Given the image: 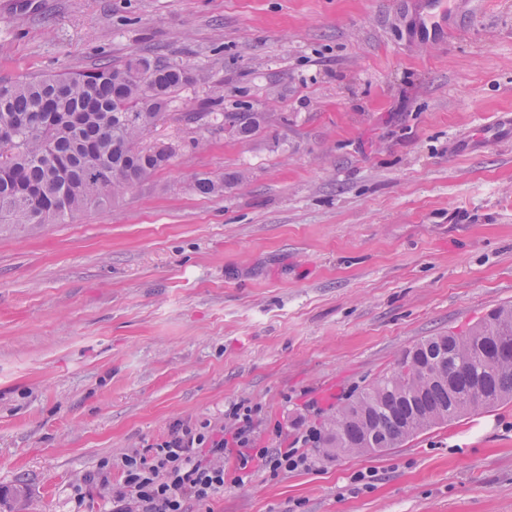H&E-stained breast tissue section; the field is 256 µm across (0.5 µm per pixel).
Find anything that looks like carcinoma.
I'll return each mask as SVG.
<instances>
[{"label":"carcinoma","mask_w":512,"mask_h":512,"mask_svg":"<svg viewBox=\"0 0 512 512\" xmlns=\"http://www.w3.org/2000/svg\"><path fill=\"white\" fill-rule=\"evenodd\" d=\"M192 81L189 70L150 56L115 67L57 75H23L0 83V131L13 135L0 149V229L65 224L103 208L168 165L169 146L146 147L144 136L165 114L172 94ZM214 123L247 137L265 117L258 112H213ZM196 192H224V179L192 177ZM512 337V306L498 307L461 335L430 336L397 367L336 413L323 438L332 455H367L397 448L414 435L468 412L512 401V343L486 363L473 354L478 337ZM442 356L441 371L460 377L455 396L423 375L411 359ZM481 378L483 395L468 382Z\"/></svg>","instance_id":"cac0c4a2"}]
</instances>
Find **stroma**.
Wrapping results in <instances>:
<instances>
[{
  "label": "stroma",
  "instance_id": "stroma-1",
  "mask_svg": "<svg viewBox=\"0 0 512 512\" xmlns=\"http://www.w3.org/2000/svg\"><path fill=\"white\" fill-rule=\"evenodd\" d=\"M401 2L0 0V80L141 55L197 76L144 139L168 166L0 233V512H73L78 487L110 512L124 453L233 403L294 447L422 338L512 305V138L456 149L512 114V0L443 44L410 42ZM217 84L271 122L212 125ZM302 451L241 483L226 455L189 512H512V402L377 454Z\"/></svg>",
  "mask_w": 512,
  "mask_h": 512
}]
</instances>
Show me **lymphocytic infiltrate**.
Segmentation results:
<instances>
[{
    "label": "lymphocytic infiltrate",
    "mask_w": 512,
    "mask_h": 512,
    "mask_svg": "<svg viewBox=\"0 0 512 512\" xmlns=\"http://www.w3.org/2000/svg\"><path fill=\"white\" fill-rule=\"evenodd\" d=\"M224 417L222 428L207 422L195 428L179 424L145 451L124 454L112 512H187L189 502H208L224 491V456L231 448L243 469L257 463L275 475L307 466V456L298 449L260 444L251 408L235 404Z\"/></svg>",
    "instance_id": "lymphocytic-infiltrate-1"
}]
</instances>
